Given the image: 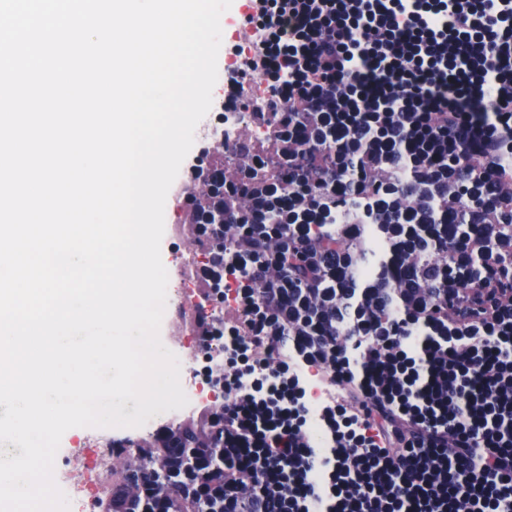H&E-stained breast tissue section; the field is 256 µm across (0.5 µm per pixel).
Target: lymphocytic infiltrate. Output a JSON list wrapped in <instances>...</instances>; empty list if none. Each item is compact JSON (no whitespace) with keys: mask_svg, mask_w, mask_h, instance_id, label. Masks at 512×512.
<instances>
[{"mask_svg":"<svg viewBox=\"0 0 512 512\" xmlns=\"http://www.w3.org/2000/svg\"><path fill=\"white\" fill-rule=\"evenodd\" d=\"M266 139L193 152L181 221L224 476L112 512H512V0H238Z\"/></svg>","mask_w":512,"mask_h":512,"instance_id":"1","label":"lymphocytic infiltrate"}]
</instances>
